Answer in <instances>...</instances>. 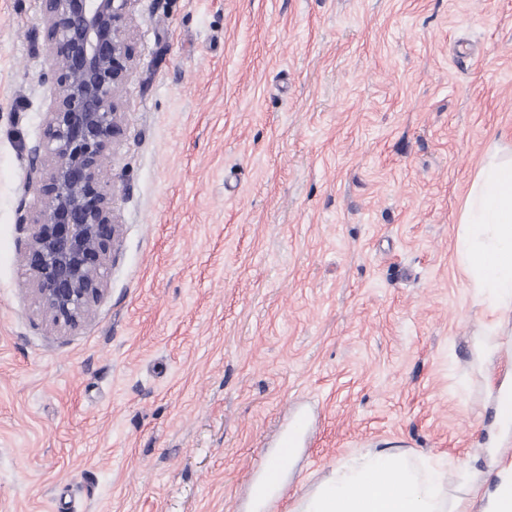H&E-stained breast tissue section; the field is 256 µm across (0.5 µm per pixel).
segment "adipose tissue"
<instances>
[{
	"mask_svg": "<svg viewBox=\"0 0 512 512\" xmlns=\"http://www.w3.org/2000/svg\"><path fill=\"white\" fill-rule=\"evenodd\" d=\"M458 222V263L476 304L512 311V152L493 151L471 183ZM291 512H471L448 497L440 464L402 462L381 448L353 458Z\"/></svg>",
	"mask_w": 512,
	"mask_h": 512,
	"instance_id": "obj_1",
	"label": "adipose tissue"
}]
</instances>
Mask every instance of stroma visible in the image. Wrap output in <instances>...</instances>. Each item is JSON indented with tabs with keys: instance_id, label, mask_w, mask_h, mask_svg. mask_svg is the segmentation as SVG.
I'll use <instances>...</instances> for the list:
<instances>
[{
	"instance_id": "stroma-1",
	"label": "stroma",
	"mask_w": 512,
	"mask_h": 512,
	"mask_svg": "<svg viewBox=\"0 0 512 512\" xmlns=\"http://www.w3.org/2000/svg\"><path fill=\"white\" fill-rule=\"evenodd\" d=\"M107 290L64 333L16 209L53 100L41 0H0V512H265L391 448L506 478L512 312L458 217L512 145V0H133ZM498 346L476 363L479 342Z\"/></svg>"
}]
</instances>
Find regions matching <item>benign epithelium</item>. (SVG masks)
<instances>
[{
  "instance_id": "obj_1",
  "label": "benign epithelium",
  "mask_w": 512,
  "mask_h": 512,
  "mask_svg": "<svg viewBox=\"0 0 512 512\" xmlns=\"http://www.w3.org/2000/svg\"><path fill=\"white\" fill-rule=\"evenodd\" d=\"M134 0H42L53 97L40 138L27 149V189L16 223L26 232L28 284L47 322L72 329L106 291L119 224L108 167L125 135L116 94L132 47L125 38Z\"/></svg>"
}]
</instances>
